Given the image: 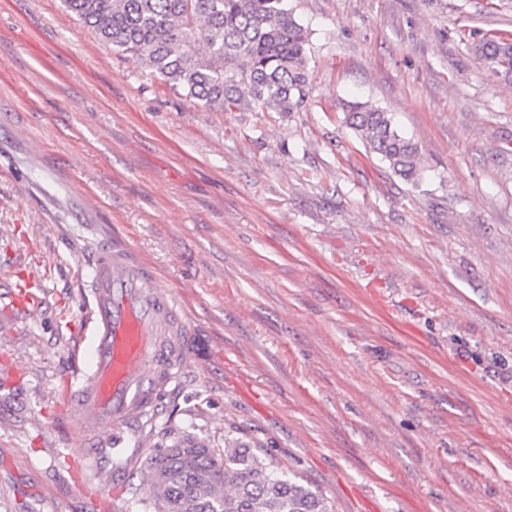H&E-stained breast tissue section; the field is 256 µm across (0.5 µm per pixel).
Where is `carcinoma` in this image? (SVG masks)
<instances>
[{"label":"carcinoma","mask_w":512,"mask_h":512,"mask_svg":"<svg viewBox=\"0 0 512 512\" xmlns=\"http://www.w3.org/2000/svg\"><path fill=\"white\" fill-rule=\"evenodd\" d=\"M112 52L131 57L177 95L222 111L297 112L308 87L309 31L288 0H64ZM483 65L512 80V39L474 44ZM345 123L400 178L416 183V143L391 113L343 104ZM142 512H330L326 499L281 471L258 448L224 439L210 448L190 436L148 458Z\"/></svg>","instance_id":"1"}]
</instances>
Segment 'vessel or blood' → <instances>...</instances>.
Returning a JSON list of instances; mask_svg holds the SVG:
<instances>
[{
  "mask_svg": "<svg viewBox=\"0 0 512 512\" xmlns=\"http://www.w3.org/2000/svg\"><path fill=\"white\" fill-rule=\"evenodd\" d=\"M89 265L88 370L68 403L69 445L87 463L112 431L158 410L179 381L190 333L175 293L129 241L105 236ZM44 294L42 279L15 272L11 306L35 311Z\"/></svg>",
  "mask_w": 512,
  "mask_h": 512,
  "instance_id": "vessel-or-blood-1",
  "label": "vessel or blood"
}]
</instances>
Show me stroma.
Masks as SVG:
<instances>
[{"label":"stroma","instance_id":"1","mask_svg":"<svg viewBox=\"0 0 512 512\" xmlns=\"http://www.w3.org/2000/svg\"><path fill=\"white\" fill-rule=\"evenodd\" d=\"M300 111L210 110L63 0H0V512H89L59 397L95 231L125 236L194 331L156 414L99 453L100 512L192 433L262 449L333 512H512V83L474 40L512 0H290ZM391 112L411 185L344 123ZM34 258L46 302L8 313Z\"/></svg>","mask_w":512,"mask_h":512}]
</instances>
